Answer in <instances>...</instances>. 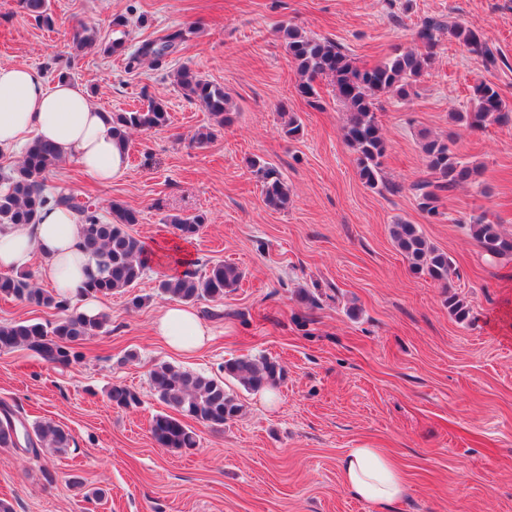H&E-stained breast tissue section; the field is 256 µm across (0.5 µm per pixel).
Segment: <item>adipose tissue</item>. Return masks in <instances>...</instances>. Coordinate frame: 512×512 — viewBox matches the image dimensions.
<instances>
[{"mask_svg":"<svg viewBox=\"0 0 512 512\" xmlns=\"http://www.w3.org/2000/svg\"><path fill=\"white\" fill-rule=\"evenodd\" d=\"M50 142L61 160L78 164L90 177L109 183L127 168V148L112 135L109 117L68 78L47 80L36 70L0 64V155L13 156L32 139ZM41 256L43 281L74 295L90 272L82 251L78 216L48 207L34 224L0 227V270L30 266ZM154 335L178 352L204 347L208 333L195 312L175 302L152 323ZM345 490L376 508L402 499L407 484L395 460L380 448H352L340 461Z\"/></svg>","mask_w":512,"mask_h":512,"instance_id":"adipose-tissue-1","label":"adipose tissue"}]
</instances>
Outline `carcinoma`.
<instances>
[{
	"mask_svg": "<svg viewBox=\"0 0 512 512\" xmlns=\"http://www.w3.org/2000/svg\"><path fill=\"white\" fill-rule=\"evenodd\" d=\"M20 5L35 21L51 26L49 0H20ZM445 29L449 42L479 58L486 70L497 69L498 53L477 30L460 23L446 25L432 18L422 20L414 31V40L419 47L396 52L372 67L357 65L334 40L310 35L294 24L283 23L276 30L288 63L298 76L296 92L309 105L320 106L315 85L317 78L327 76L336 87V100L346 109L344 139L356 155L360 179L371 189L386 187L383 176L386 144L377 116L381 102H404L414 94V85L434 63L440 47L438 34ZM185 39V32L174 31L146 41L130 57V62L165 55ZM96 41V31L85 26L73 36V46L77 49L91 47ZM173 83L187 98L209 112L216 126L230 123L229 99L224 88L202 78L189 67L176 70ZM473 101L471 110L457 112L452 119L471 131H484L492 124L512 122V108L502 99L496 85L486 82L476 85ZM110 120L113 136L126 143L132 131L146 132L166 126L168 113L161 100L151 97L145 108L112 113ZM420 146L426 177L413 183L411 190L418 209L435 217L440 215L438 202L441 195L476 182L479 166L452 150L446 138L423 133ZM58 163L59 155L50 143L35 140L26 148L20 163L4 177L6 186L0 191V227L34 224L48 206L70 208L80 216L82 249L94 263V271L80 292L95 297L130 292L149 268V249L131 232V227L139 223V213L113 202L109 206L111 220L105 222L98 207L91 202L62 190H49L48 177ZM249 165L261 183L265 205L274 210L287 208L289 188L277 167L259 156L252 158ZM167 222L188 240L198 234L205 219L200 214L171 215ZM469 230L487 257H512V234L488 221L486 214L471 218ZM392 238L413 271L424 272L435 281L448 282V276L453 272L452 260L447 253L429 243L417 225H393ZM243 277V271L237 266L218 262L202 273L191 271L181 277L163 278L158 281V290L160 294L184 303L218 302L224 300V294L237 288ZM0 296L33 302L61 313L53 322L16 321L0 325L1 351L26 348L60 368L79 362L82 354L74 351V345L97 335L107 321L103 313L77 311L71 304V297L54 289L34 287L27 272L0 274ZM222 371L224 376L250 392L276 389L285 377L283 366L270 357L228 359L224 361ZM149 380L158 400L172 410L170 414L155 415L151 422V436L161 448L186 452L198 447V434L187 423L189 419L218 429L242 411L237 394L227 390L222 379L161 362L150 370ZM108 397L112 405L120 409L140 404L138 393L125 386H113ZM71 442L70 432L51 420L40 421L29 429L12 411L5 408L0 414V448L22 447L38 457L43 450L63 453Z\"/></svg>",
	"mask_w": 512,
	"mask_h": 512,
	"instance_id": "1",
	"label": "carcinoma"
}]
</instances>
